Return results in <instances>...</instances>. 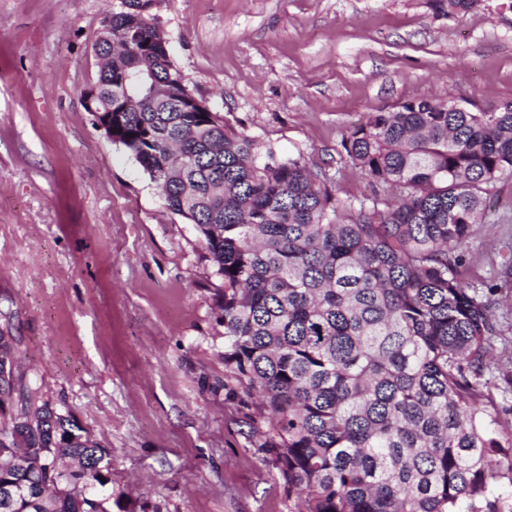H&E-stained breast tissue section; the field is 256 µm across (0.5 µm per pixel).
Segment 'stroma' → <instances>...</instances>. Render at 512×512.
Masks as SVG:
<instances>
[{
	"mask_svg": "<svg viewBox=\"0 0 512 512\" xmlns=\"http://www.w3.org/2000/svg\"><path fill=\"white\" fill-rule=\"evenodd\" d=\"M112 0H0V334L12 414L50 404L112 454V512H303L224 382L218 279L195 225L87 112ZM174 64L236 128L303 156L345 202L374 187L341 141L412 98L512 99V0H159ZM468 240L464 282L512 260V177ZM489 378L512 406V288Z\"/></svg>",
	"mask_w": 512,
	"mask_h": 512,
	"instance_id": "stroma-1",
	"label": "stroma"
}]
</instances>
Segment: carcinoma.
<instances>
[{
	"label": "carcinoma",
	"instance_id": "obj_1",
	"mask_svg": "<svg viewBox=\"0 0 512 512\" xmlns=\"http://www.w3.org/2000/svg\"><path fill=\"white\" fill-rule=\"evenodd\" d=\"M479 0H440L448 15ZM116 0L95 48L112 143L196 226L221 280L224 374L260 398L266 447L307 512H512V427L486 378L501 334L490 291L465 284L467 240L512 176V101L495 112L412 98L370 112L342 141L387 196L340 201L210 110L174 65L154 9ZM111 459L69 413L0 408V512H111ZM75 461L76 468L68 467Z\"/></svg>",
	"mask_w": 512,
	"mask_h": 512
}]
</instances>
